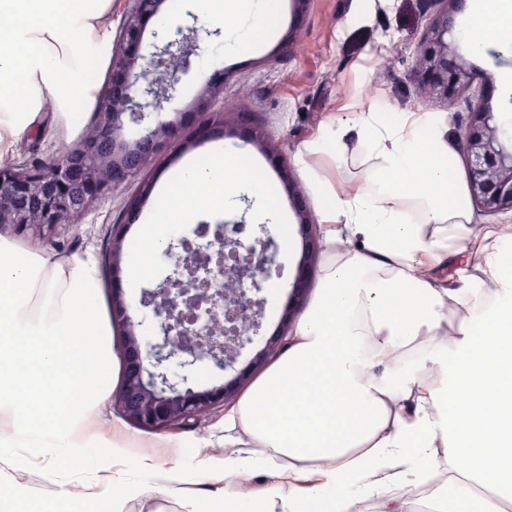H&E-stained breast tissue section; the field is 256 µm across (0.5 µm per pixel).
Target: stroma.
<instances>
[{"label": "stroma", "instance_id": "obj_1", "mask_svg": "<svg viewBox=\"0 0 512 512\" xmlns=\"http://www.w3.org/2000/svg\"><path fill=\"white\" fill-rule=\"evenodd\" d=\"M441 8L439 0H281L279 18L272 39L249 48L245 54L232 53L244 44L251 20L227 19L218 34L196 24L187 0H165L158 18L152 19L143 37V52H151L154 31L174 32L177 28L197 27L200 36L191 57L188 73L175 86L169 112L182 113L175 140L148 157L140 170L112 193L97 202L75 223L59 224L40 231L21 230L0 224V236L21 253L43 252L56 259L92 258L102 291L100 320H112V229L125 227L124 254L140 251L142 240L137 227L144 215L165 205L160 193L162 181L189 157L209 159L215 144L240 149L259 162L271 175L276 196L266 211L234 202L224 207L228 223L245 222L250 237L269 233L275 240L291 235L292 246L280 250L279 273L262 284L266 301L261 326L251 344L237 357L233 367L221 372L208 361L197 362L189 371V383L206 390L228 382L237 373L255 381L259 369L251 362L267 340L275 335L292 336L291 327L281 322L284 312L300 316L308 307L326 263L343 261L348 253L361 249L360 238L343 237L329 244L321 211L330 194L351 195L370 184L374 167L369 142L349 143L343 153L315 150L311 144L322 131L333 129L368 112H413L440 125L448 140V175L453 182L466 184L467 159L460 135L469 119L472 91H465L452 102L428 96L415 75L414 50L427 24ZM450 13L458 54L475 68L491 93L487 102L504 122L512 138V50L491 41L474 50L464 36L466 14L462 0H456ZM94 118L82 120L76 136L44 108L35 131L23 134L14 146L9 167L47 163L78 145L92 130ZM262 142H247L251 132ZM138 211H131V201ZM471 220L461 227L443 226L452 247L451 254L433 264L430 271L438 288L462 287L464 277L482 282L484 288L496 284L484 273L487 252L512 241V212L488 213L469 209ZM287 223H280V215ZM313 225L319 249L305 256L300 219ZM308 261L311 272L300 294L292 286L300 261ZM153 276L142 287L123 286L122 296L129 314L137 320L140 343L155 341L158 323L140 306L142 289L157 288L171 273L164 255L152 259ZM114 363L110 387L94 414L76 429L77 440L117 445V459L108 464L114 484L122 486L145 477L143 462L159 469H176L183 476L181 496L148 493L126 498L123 512H186V500L198 486L194 476L202 460L221 462L224 458V412L240 399L231 394L223 404L208 409L187 424L162 431L141 428L118 410L117 397L123 367L120 336L112 338ZM95 471L74 468L63 475H51L33 466L16 476L30 490L49 493L62 481L73 485L92 484Z\"/></svg>", "mask_w": 512, "mask_h": 512}]
</instances>
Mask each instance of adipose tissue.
Masks as SVG:
<instances>
[{
	"label": "adipose tissue",
	"instance_id": "ef3b65f1",
	"mask_svg": "<svg viewBox=\"0 0 512 512\" xmlns=\"http://www.w3.org/2000/svg\"><path fill=\"white\" fill-rule=\"evenodd\" d=\"M111 8L112 0H0V163L42 103L67 122L99 106L97 85L82 74L111 64ZM467 34L477 50L488 40L512 43V0H468ZM352 138L370 142L379 192L332 196L322 220L354 228L364 250L326 267L281 359L225 417L223 466L201 465L197 478L212 489L191 499L189 512H363L365 497L395 479L447 486L458 512L512 506V245L486 258L496 289L434 288L419 257L442 253L441 225L470 219L463 191L448 182L442 129L406 112H371L327 141L340 152ZM162 188L170 207L139 226L155 253L167 225L221 212L244 190L261 204L274 196L264 171L221 151L208 165L187 160ZM402 191L425 200L419 222L396 207ZM98 288L92 259L62 265L0 240V413L10 421L0 428V512H122L108 479L35 496L5 478L35 463L106 458L72 438L109 381ZM450 305L457 338L442 349L435 342ZM418 341L433 345L438 383L376 373L378 358ZM246 435L256 449L243 448ZM258 467L277 483L218 485Z\"/></svg>",
	"mask_w": 512,
	"mask_h": 512
}]
</instances>
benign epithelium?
Segmentation results:
<instances>
[{"label":"benign epithelium","instance_id":"1","mask_svg":"<svg viewBox=\"0 0 512 512\" xmlns=\"http://www.w3.org/2000/svg\"><path fill=\"white\" fill-rule=\"evenodd\" d=\"M165 0H135L113 51L112 78L104 92L91 133L76 147L45 165L0 170V224L41 228L81 217L97 200L136 174L145 158L158 152L162 139L174 136L175 121L145 125L161 114L178 74L188 72L198 30L194 27L174 36H159L162 44L141 52L147 23L156 17ZM448 11L427 25L415 49L417 73L432 96L452 101L469 90L478 78L448 40ZM471 112L461 138L468 160V190L471 201L488 213L512 211V143L500 137L494 112L482 100ZM135 125L130 137L123 134V117ZM247 225L218 224L196 239L169 243L165 255L173 261V275L160 287L146 293L143 306L152 308L160 322L161 337L148 351L151 367L144 365L135 322L115 289L112 320L124 336L123 373L119 407L129 421L161 431L179 424L208 407L224 401L244 380L196 391L188 377H169V365L180 368L210 359L224 370L234 363L240 349L251 342L259 327L262 300L251 296L262 290L278 254L274 239L256 238L247 243ZM123 233L112 234V279L120 280Z\"/></svg>","mask_w":512,"mask_h":512}]
</instances>
